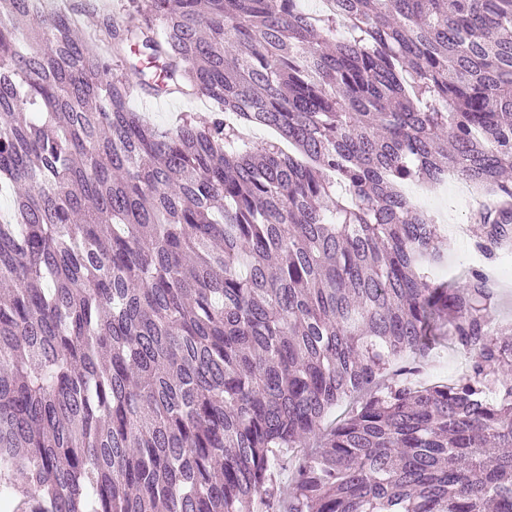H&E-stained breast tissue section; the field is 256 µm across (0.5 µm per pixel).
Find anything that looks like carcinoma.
<instances>
[{"instance_id": "obj_1", "label": "carcinoma", "mask_w": 512, "mask_h": 512, "mask_svg": "<svg viewBox=\"0 0 512 512\" xmlns=\"http://www.w3.org/2000/svg\"><path fill=\"white\" fill-rule=\"evenodd\" d=\"M43 2L0 0V509L512 512V324L403 193L512 242V0ZM54 1L56 3L55 10H68V8L72 4H78L82 3L84 5V2L89 3V8L87 12L89 14H93L97 9H107L111 10L113 13L117 15H122L124 13V3H126L127 0H50ZM130 104L137 112L143 114L148 121L160 128H167L172 125L182 112H198L202 115L205 112H211V104L204 99L169 100L134 93ZM434 353L444 355V357L439 359V361L443 362L445 364L444 369L441 371L447 376V379H441V380H450L452 378L457 377L458 375H460L463 372V371L460 372V370L462 368V364L466 363V360H463L462 362L458 361L457 360V352L455 350H453L451 347H449L446 343H441V344L435 345L430 351V354H434ZM439 361H437V362H439ZM437 362H435L434 364L436 365Z\"/></svg>"}]
</instances>
